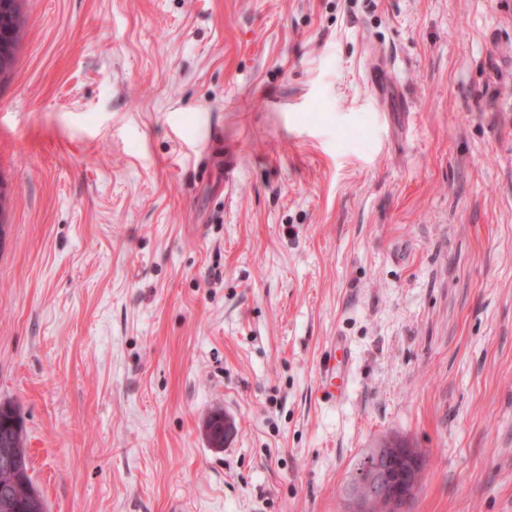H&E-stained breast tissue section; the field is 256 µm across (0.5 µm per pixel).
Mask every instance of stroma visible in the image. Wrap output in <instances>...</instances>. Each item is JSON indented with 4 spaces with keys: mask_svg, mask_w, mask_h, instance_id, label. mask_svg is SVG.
Wrapping results in <instances>:
<instances>
[{
    "mask_svg": "<svg viewBox=\"0 0 512 512\" xmlns=\"http://www.w3.org/2000/svg\"><path fill=\"white\" fill-rule=\"evenodd\" d=\"M0 187L49 512H343L389 435L410 512H512V0H26ZM336 349L333 354L328 353L321 363L320 371V390L321 396L325 402H336V398L342 391L336 386ZM337 391V393H336Z\"/></svg>",
    "mask_w": 512,
    "mask_h": 512,
    "instance_id": "obj_1",
    "label": "stroma"
}]
</instances>
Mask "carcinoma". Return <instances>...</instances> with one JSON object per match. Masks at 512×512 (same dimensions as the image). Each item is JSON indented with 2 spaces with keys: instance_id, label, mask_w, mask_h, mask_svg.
<instances>
[{
  "instance_id": "carcinoma-1",
  "label": "carcinoma",
  "mask_w": 512,
  "mask_h": 512,
  "mask_svg": "<svg viewBox=\"0 0 512 512\" xmlns=\"http://www.w3.org/2000/svg\"><path fill=\"white\" fill-rule=\"evenodd\" d=\"M25 0H0V76L14 67L20 40V14ZM0 512H47L35 486L27 453L24 420L15 404L0 402Z\"/></svg>"
}]
</instances>
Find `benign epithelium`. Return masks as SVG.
I'll return each instance as SVG.
<instances>
[{
  "label": "benign epithelium",
  "instance_id": "obj_1",
  "mask_svg": "<svg viewBox=\"0 0 512 512\" xmlns=\"http://www.w3.org/2000/svg\"><path fill=\"white\" fill-rule=\"evenodd\" d=\"M401 440L378 441L359 460L349 486L345 512H404L418 493L424 459L399 447Z\"/></svg>",
  "mask_w": 512,
  "mask_h": 512
}]
</instances>
